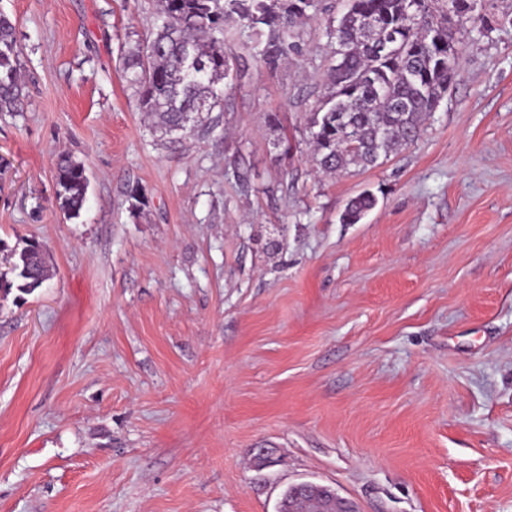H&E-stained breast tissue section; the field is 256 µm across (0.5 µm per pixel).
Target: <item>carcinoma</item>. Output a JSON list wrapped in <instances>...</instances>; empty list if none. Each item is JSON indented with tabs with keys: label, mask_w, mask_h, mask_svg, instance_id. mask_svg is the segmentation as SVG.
<instances>
[{
	"label": "carcinoma",
	"mask_w": 512,
	"mask_h": 512,
	"mask_svg": "<svg viewBox=\"0 0 512 512\" xmlns=\"http://www.w3.org/2000/svg\"><path fill=\"white\" fill-rule=\"evenodd\" d=\"M318 0H157L161 24L124 62L138 89L139 108L154 127L187 131L224 102L238 78L224 49V26L247 34L257 66L274 71L301 52L299 21ZM476 0H347L324 36L330 48L324 94L309 123L312 160L325 173L375 167L418 140L452 85L448 56L460 54L457 34L467 25L490 28L508 16L476 12ZM16 26L0 11V112L24 104ZM55 178L68 217L79 215L89 180L83 163L59 156ZM376 205L362 193L341 220L356 224ZM48 278L44 249L29 242L12 261L0 288L31 294Z\"/></svg>",
	"instance_id": "carcinoma-1"
}]
</instances>
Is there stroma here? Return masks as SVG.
Instances as JSON below:
<instances>
[{"instance_id": "35a3bbf8", "label": "stroma", "mask_w": 512, "mask_h": 512, "mask_svg": "<svg viewBox=\"0 0 512 512\" xmlns=\"http://www.w3.org/2000/svg\"><path fill=\"white\" fill-rule=\"evenodd\" d=\"M321 4L272 73L227 26L238 86L181 137L122 78L152 0H0L28 92L0 112V247L50 269L0 290V512H276L302 481L359 512H512V24L461 31L417 142L326 174L307 127L345 0ZM55 178L66 214L71 218L78 216L89 186L84 164L68 155H61L56 162ZM376 205V198L373 194L362 193L352 199L346 206L341 220L345 224H356L364 215ZM12 263L11 278L0 279L1 290L16 289L25 294H31L41 288L48 278L44 249L39 242L30 241L28 246L21 250L18 259L10 254Z\"/></svg>"}]
</instances>
